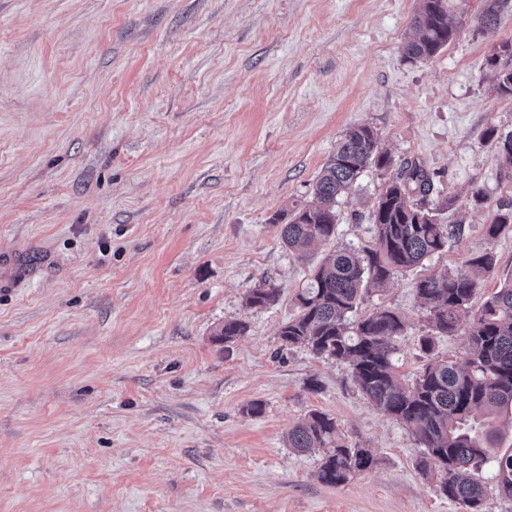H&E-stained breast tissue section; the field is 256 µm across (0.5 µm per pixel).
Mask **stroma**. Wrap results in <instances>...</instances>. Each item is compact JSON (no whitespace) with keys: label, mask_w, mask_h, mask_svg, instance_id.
<instances>
[{"label":"stroma","mask_w":512,"mask_h":512,"mask_svg":"<svg viewBox=\"0 0 512 512\" xmlns=\"http://www.w3.org/2000/svg\"><path fill=\"white\" fill-rule=\"evenodd\" d=\"M451 2L456 37L411 63L419 0H0V512H463L347 364L278 336L315 265L371 246L407 161L464 232L364 296L406 319L400 374L424 362L421 278L491 250L476 302L512 281V229L485 235L512 179L481 140L512 130L485 64L512 12L485 33L483 0ZM355 124L394 167L366 168L299 257L280 227ZM266 281L277 301L248 307ZM229 320L246 336L214 346ZM313 411L375 466L322 484L287 445Z\"/></svg>","instance_id":"stroma-1"}]
</instances>
